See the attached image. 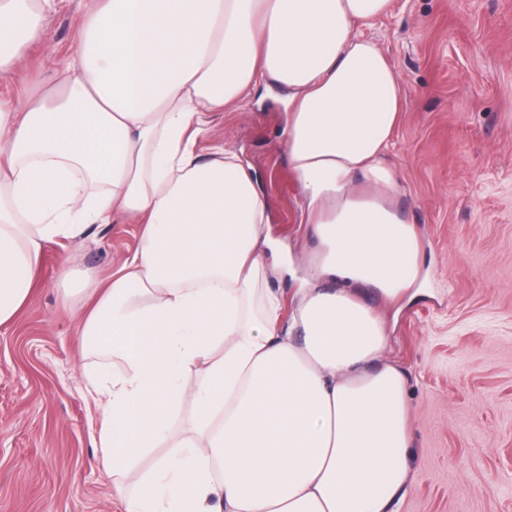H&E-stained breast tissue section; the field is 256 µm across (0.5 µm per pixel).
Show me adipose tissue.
I'll list each match as a JSON object with an SVG mask.
<instances>
[{
	"instance_id": "1",
	"label": "adipose tissue",
	"mask_w": 512,
	"mask_h": 512,
	"mask_svg": "<svg viewBox=\"0 0 512 512\" xmlns=\"http://www.w3.org/2000/svg\"><path fill=\"white\" fill-rule=\"evenodd\" d=\"M395 0H87L71 62L32 99L0 100V327L39 279L45 245L132 221L141 244L72 311L96 441L129 475L168 436L185 394L191 434L138 479L125 512H391L410 474L407 380L360 295L401 298L416 230L394 207L386 152L403 83L362 33ZM57 0H0V82L19 80ZM288 92L286 144L318 242L282 326L267 288L279 251L266 200L232 146L200 160L206 116L256 84ZM194 371L186 382V371Z\"/></svg>"
}]
</instances>
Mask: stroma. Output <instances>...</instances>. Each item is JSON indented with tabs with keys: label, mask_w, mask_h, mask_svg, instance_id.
Returning <instances> with one entry per match:
<instances>
[{
	"label": "stroma",
	"mask_w": 512,
	"mask_h": 512,
	"mask_svg": "<svg viewBox=\"0 0 512 512\" xmlns=\"http://www.w3.org/2000/svg\"><path fill=\"white\" fill-rule=\"evenodd\" d=\"M83 13V0H64L48 18L56 60H71ZM365 33L404 84L386 161L421 247L408 295L375 303L412 420L411 476L392 509L512 512V0H395ZM286 96L276 87L211 113L195 152L235 147L260 178L271 236L307 257L315 240L288 160ZM142 230L93 224L48 244L27 306L0 331V512H123L82 376L98 359L79 350L59 270L67 258L109 280Z\"/></svg>",
	"instance_id": "35a3bbf8"
}]
</instances>
